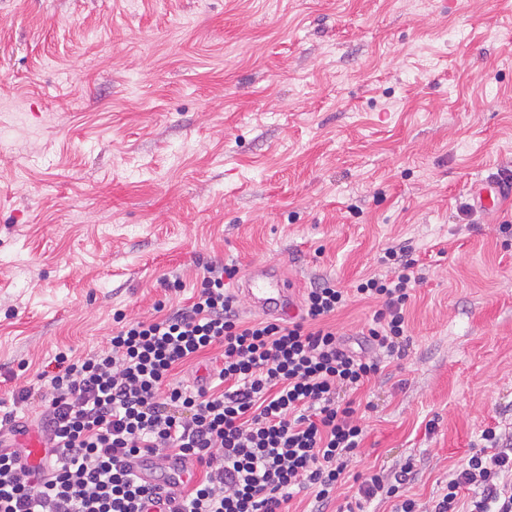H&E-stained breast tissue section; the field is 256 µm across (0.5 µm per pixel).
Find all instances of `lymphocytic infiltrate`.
<instances>
[{"label": "lymphocytic infiltrate", "mask_w": 512, "mask_h": 512, "mask_svg": "<svg viewBox=\"0 0 512 512\" xmlns=\"http://www.w3.org/2000/svg\"><path fill=\"white\" fill-rule=\"evenodd\" d=\"M391 276H373L354 291L322 280L304 296L296 321H242L226 289L238 269L207 266L187 308L130 321L106 348L83 358L56 355L42 392L20 388L14 409L40 400L50 444L42 476L20 449L0 447V512H282L295 495L313 491L311 512H365L372 500L395 499L393 512H512V432L482 430L481 446L463 458L443 491L421 503L402 496L414 471L364 476L354 500L338 504L349 461L365 430L354 395L401 355L406 304L416 262L387 248ZM381 300L364 340L369 351L344 348L329 325L350 296ZM223 353L214 388L174 381L179 367L214 347ZM201 468V478L169 474L143 483L134 459L165 466L171 458ZM470 490L462 502V490Z\"/></svg>", "instance_id": "lymphocytic-infiltrate-1"}]
</instances>
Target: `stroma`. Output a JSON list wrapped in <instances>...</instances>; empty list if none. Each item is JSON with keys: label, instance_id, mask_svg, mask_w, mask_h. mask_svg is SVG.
<instances>
[{"label": "stroma", "instance_id": "stroma-1", "mask_svg": "<svg viewBox=\"0 0 512 512\" xmlns=\"http://www.w3.org/2000/svg\"><path fill=\"white\" fill-rule=\"evenodd\" d=\"M505 167L512 0H0V409L209 263L301 296L403 246L409 342L343 492L410 458L427 500L512 425V195L459 214ZM378 307L330 323L354 346Z\"/></svg>", "mask_w": 512, "mask_h": 512}]
</instances>
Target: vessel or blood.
I'll return each mask as SVG.
<instances>
[{
  "label": "vessel or blood",
  "instance_id": "1",
  "mask_svg": "<svg viewBox=\"0 0 512 512\" xmlns=\"http://www.w3.org/2000/svg\"><path fill=\"white\" fill-rule=\"evenodd\" d=\"M239 290L252 298L255 311L266 316L285 317L295 311V289L278 268L268 265L253 267L245 276ZM27 448L28 466L33 471H43L46 465V452L39 434L29 435Z\"/></svg>",
  "mask_w": 512,
  "mask_h": 512
}]
</instances>
